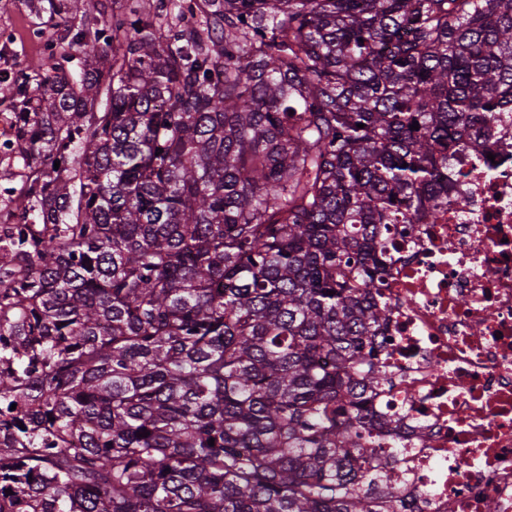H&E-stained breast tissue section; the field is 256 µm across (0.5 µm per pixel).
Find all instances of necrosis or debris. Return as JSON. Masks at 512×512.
Instances as JSON below:
<instances>
[{
	"mask_svg": "<svg viewBox=\"0 0 512 512\" xmlns=\"http://www.w3.org/2000/svg\"><path fill=\"white\" fill-rule=\"evenodd\" d=\"M451 194L431 224H401L383 292L392 307L380 358L393 385L406 512H512V113L488 151L457 150Z\"/></svg>",
	"mask_w": 512,
	"mask_h": 512,
	"instance_id": "1",
	"label": "necrosis or debris"
}]
</instances>
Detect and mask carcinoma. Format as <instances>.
<instances>
[{"label":"carcinoma","instance_id":"obj_1","mask_svg":"<svg viewBox=\"0 0 512 512\" xmlns=\"http://www.w3.org/2000/svg\"><path fill=\"white\" fill-rule=\"evenodd\" d=\"M28 2L81 62L0 74V512H404L389 236L512 112V0Z\"/></svg>","mask_w":512,"mask_h":512}]
</instances>
